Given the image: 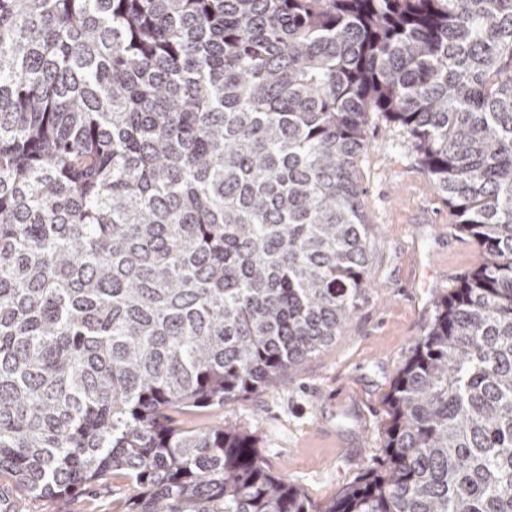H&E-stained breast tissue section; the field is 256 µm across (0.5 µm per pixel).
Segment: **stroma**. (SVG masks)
<instances>
[{
    "instance_id": "35a3bbf8",
    "label": "stroma",
    "mask_w": 512,
    "mask_h": 512,
    "mask_svg": "<svg viewBox=\"0 0 512 512\" xmlns=\"http://www.w3.org/2000/svg\"><path fill=\"white\" fill-rule=\"evenodd\" d=\"M357 171L371 224L368 288L347 326L280 384L178 415L187 429L224 423L252 436L271 471L318 503L338 497L362 468L381 467L393 379L434 302L481 260L402 128L372 118ZM128 492L124 479L107 478L70 510L116 512Z\"/></svg>"
}]
</instances>
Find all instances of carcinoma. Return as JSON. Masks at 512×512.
Here are the masks:
<instances>
[{"instance_id":"1","label":"carcinoma","mask_w":512,"mask_h":512,"mask_svg":"<svg viewBox=\"0 0 512 512\" xmlns=\"http://www.w3.org/2000/svg\"><path fill=\"white\" fill-rule=\"evenodd\" d=\"M480 249L382 468L314 503L233 425L366 289L371 114ZM119 512H512V0H0V495ZM128 493L124 479L109 477L90 492L72 500L70 512H114Z\"/></svg>"}]
</instances>
